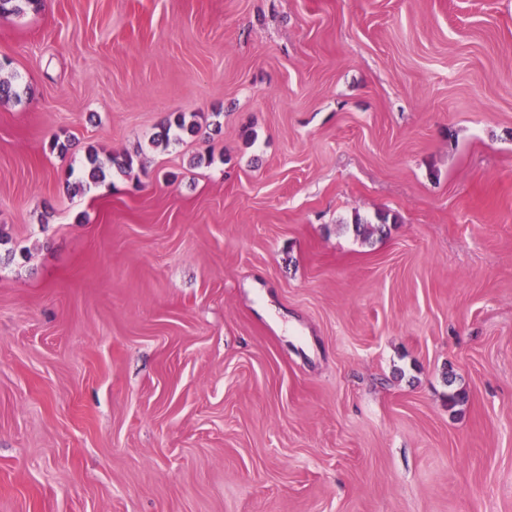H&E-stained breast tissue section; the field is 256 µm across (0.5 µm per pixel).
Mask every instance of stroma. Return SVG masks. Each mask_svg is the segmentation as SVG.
Masks as SVG:
<instances>
[{
	"label": "stroma",
	"mask_w": 512,
	"mask_h": 512,
	"mask_svg": "<svg viewBox=\"0 0 512 512\" xmlns=\"http://www.w3.org/2000/svg\"><path fill=\"white\" fill-rule=\"evenodd\" d=\"M0 75V512H512V0H48ZM139 166L137 155L135 157L129 153L122 155L109 156L106 159L99 157L94 150H89L87 155V167L85 178L79 182L83 190H90L106 178V170L116 167L121 173L127 176H136V168Z\"/></svg>",
	"instance_id": "1"
}]
</instances>
